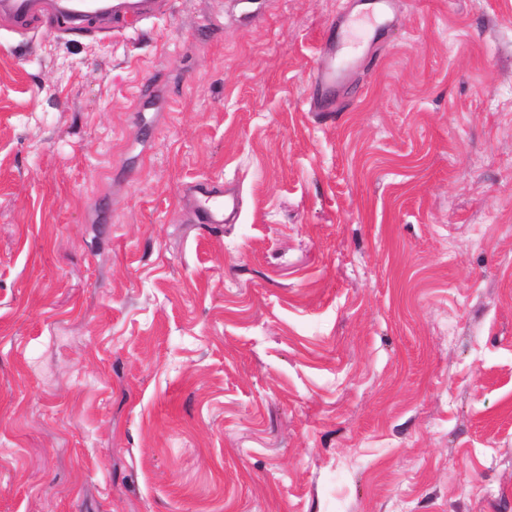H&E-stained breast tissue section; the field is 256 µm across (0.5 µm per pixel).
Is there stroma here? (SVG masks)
<instances>
[{"label": "stroma", "mask_w": 512, "mask_h": 512, "mask_svg": "<svg viewBox=\"0 0 512 512\" xmlns=\"http://www.w3.org/2000/svg\"><path fill=\"white\" fill-rule=\"evenodd\" d=\"M344 7L0 20V512H512V0ZM375 8L371 14H361L364 16L352 17L353 8L348 6L344 12H342L336 18V28L346 26L348 29L352 22L359 21L362 25V35L358 38L359 40L364 36L368 37L370 32L376 27L380 19L389 16L393 8V0H374ZM365 37V38H366ZM346 65L347 63L337 67L336 65H327L323 68L317 69L313 73V83L321 93V99L323 101L329 102L334 99L336 95V85L343 80ZM197 201L196 220L200 224H227L238 212L234 197L224 196V184L220 181H197L189 187Z\"/></svg>", "instance_id": "35a3bbf8"}]
</instances>
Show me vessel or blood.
<instances>
[{
	"label": "vessel or blood",
	"mask_w": 512,
	"mask_h": 512,
	"mask_svg": "<svg viewBox=\"0 0 512 512\" xmlns=\"http://www.w3.org/2000/svg\"><path fill=\"white\" fill-rule=\"evenodd\" d=\"M166 0H0V18L18 31H28L34 22L56 23L60 30L78 32L84 29L89 15L110 19L113 29H126L144 23L163 12ZM393 0H375L372 13L353 19L351 10H344L336 19L337 26H350L359 21L362 34H370L380 19L389 16ZM345 76L341 66L328 65L317 69L312 77L323 101H331L336 86ZM197 201L195 217L202 224H226L238 212L236 198L225 196L222 182L204 180L191 187Z\"/></svg>",
	"instance_id": "1"
}]
</instances>
